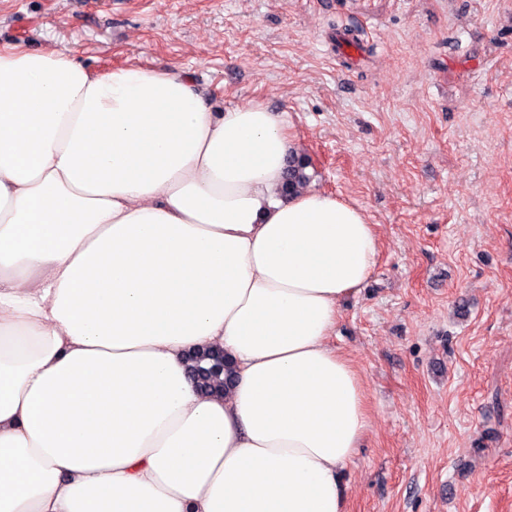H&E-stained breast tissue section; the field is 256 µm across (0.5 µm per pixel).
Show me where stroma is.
Here are the masks:
<instances>
[{
	"instance_id": "obj_1",
	"label": "stroma",
	"mask_w": 512,
	"mask_h": 512,
	"mask_svg": "<svg viewBox=\"0 0 512 512\" xmlns=\"http://www.w3.org/2000/svg\"><path fill=\"white\" fill-rule=\"evenodd\" d=\"M15 44L283 114L379 238L333 338L369 408L347 512H512V0H0Z\"/></svg>"
}]
</instances>
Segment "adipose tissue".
<instances>
[{"instance_id": "obj_1", "label": "adipose tissue", "mask_w": 512, "mask_h": 512, "mask_svg": "<svg viewBox=\"0 0 512 512\" xmlns=\"http://www.w3.org/2000/svg\"><path fill=\"white\" fill-rule=\"evenodd\" d=\"M294 150L188 71L0 47V512H345L368 413L332 338L377 238L281 198ZM192 376L197 386L204 391L224 390L226 364L223 350H208L192 357Z\"/></svg>"}]
</instances>
